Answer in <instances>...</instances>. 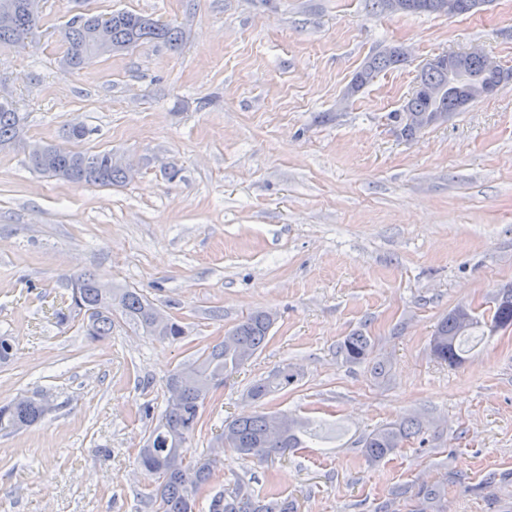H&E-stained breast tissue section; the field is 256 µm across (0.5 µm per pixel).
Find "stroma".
<instances>
[{"mask_svg":"<svg viewBox=\"0 0 512 512\" xmlns=\"http://www.w3.org/2000/svg\"><path fill=\"white\" fill-rule=\"evenodd\" d=\"M172 22L178 50L146 42L64 66L75 14ZM43 25L0 45V95L22 142L0 150V404L36 392L52 410L0 432V512H152L136 462L166 381L257 310L264 348L206 402L186 444L206 457L225 420L260 409L325 422L262 462L225 452L215 482L274 485L299 512H411L420 485L454 476L443 512H512V330L460 365L431 351L438 320L488 313L512 285V80L405 137L423 63L477 49L512 70V0L472 13L388 14L373 0H43ZM390 45L405 63L344 91ZM85 127L69 140L72 126ZM109 151L134 166L99 187L41 175L31 144ZM139 289L185 328L169 342L116 322L110 337L59 320L73 274ZM373 352L346 362L345 336ZM300 374L257 404L250 383ZM421 432L371 462L363 441L407 417Z\"/></svg>","mask_w":512,"mask_h":512,"instance_id":"1","label":"stroma"}]
</instances>
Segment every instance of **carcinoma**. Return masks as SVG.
Instances as JSON below:
<instances>
[{"label":"carcinoma","mask_w":512,"mask_h":512,"mask_svg":"<svg viewBox=\"0 0 512 512\" xmlns=\"http://www.w3.org/2000/svg\"><path fill=\"white\" fill-rule=\"evenodd\" d=\"M16 6L9 23L0 24V45L25 42L41 27L42 16L32 15ZM106 26L111 51L130 49L144 41H159L173 49L180 47L183 33L178 26L161 23L148 16L133 12H117L107 17L81 14L71 18L59 30L60 41L66 46L65 62L71 68L82 69L102 56L92 39L91 32L98 25ZM399 63V60L376 54L366 61L369 76ZM485 81L481 65L471 63L461 73L448 70L427 71L422 74L425 86L439 88L442 95L431 98L418 94L407 100L404 109L417 114L445 112L449 115L461 111L458 101L466 95L468 84ZM20 128L16 109L0 102V147L12 144ZM32 169L50 177L74 183L110 186L127 178L123 166L110 152L88 153L63 146H39L28 155ZM69 311L83 316L86 333L93 339L112 335L114 318L142 330L160 340L177 341L185 336V327L170 319L162 326L154 323L155 306L134 288L120 285L107 286L94 276L80 273L70 278ZM492 322L502 330L512 328V286L500 289L493 299L490 318L473 316L468 329L461 327L458 310L454 309L436 325L431 350L441 361L459 364L472 348V330ZM273 320L268 312L257 310L227 331L224 340L208 348L192 363L178 369L169 378L166 389L180 392L182 404L165 406L158 423L150 430L143 448L139 449L137 463L144 473L153 478V488L147 499L158 504L156 512H196L197 496L214 479V465H202L184 454L186 441L195 434L202 420L205 401L213 382L224 381L229 374L253 358L265 344ZM346 360L362 362L372 353L371 339L353 333L340 344ZM290 367L284 364L269 374L254 380L247 396L261 401L271 394L283 391L293 383ZM50 405L43 394L0 405V429L20 430L41 422ZM309 423L280 413L256 412L233 418L224 424L220 440L221 449L230 448L244 459L264 460L280 455L290 448L302 445L301 436L308 433ZM418 420H406L377 429L364 441L366 456L379 460L399 448L412 434L421 431ZM448 492V480L425 485L413 512H439V505ZM208 512H298L295 500L271 490L262 493L238 483L213 495Z\"/></svg>","instance_id":"cac0c4a2"}]
</instances>
